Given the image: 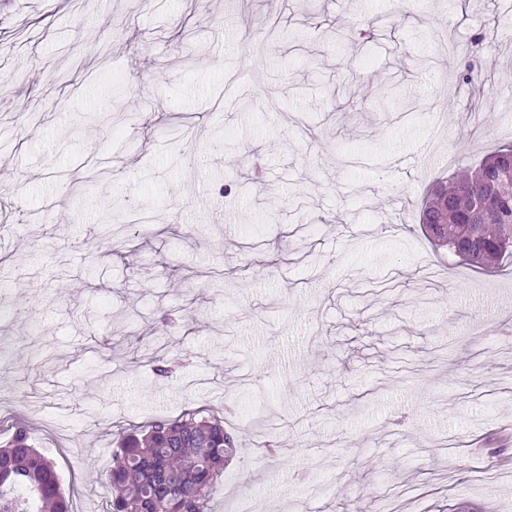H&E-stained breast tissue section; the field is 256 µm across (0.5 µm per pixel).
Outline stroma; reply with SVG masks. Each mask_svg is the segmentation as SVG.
I'll return each instance as SVG.
<instances>
[{"mask_svg":"<svg viewBox=\"0 0 512 512\" xmlns=\"http://www.w3.org/2000/svg\"><path fill=\"white\" fill-rule=\"evenodd\" d=\"M477 2L0 0V445L23 422L103 512L119 432L229 406L213 512H512L486 442L512 429V261L419 226L433 179L512 142V8ZM108 104L131 120L86 123Z\"/></svg>","mask_w":512,"mask_h":512,"instance_id":"1","label":"stroma"}]
</instances>
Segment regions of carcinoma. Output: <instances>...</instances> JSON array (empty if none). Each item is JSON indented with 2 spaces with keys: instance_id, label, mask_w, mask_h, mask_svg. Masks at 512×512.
<instances>
[{
  "instance_id": "obj_1",
  "label": "carcinoma",
  "mask_w": 512,
  "mask_h": 512,
  "mask_svg": "<svg viewBox=\"0 0 512 512\" xmlns=\"http://www.w3.org/2000/svg\"><path fill=\"white\" fill-rule=\"evenodd\" d=\"M420 224L431 243L489 272L512 258V144L433 185ZM238 451L224 419L186 408L120 438L106 512H211L210 495ZM0 512H72L51 457L21 422L0 446Z\"/></svg>"
}]
</instances>
